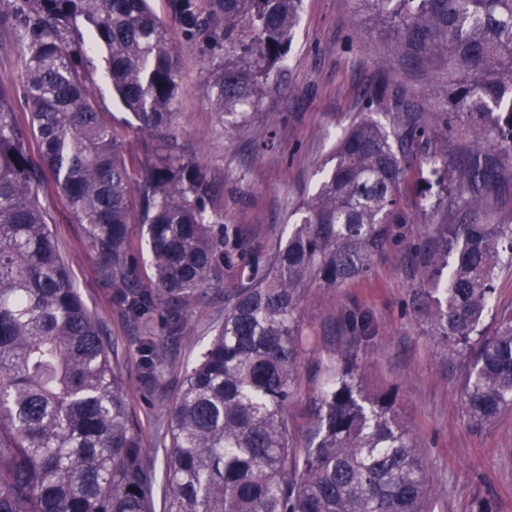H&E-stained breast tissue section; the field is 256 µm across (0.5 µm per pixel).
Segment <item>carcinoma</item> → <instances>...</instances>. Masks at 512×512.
Segmentation results:
<instances>
[{
	"mask_svg": "<svg viewBox=\"0 0 512 512\" xmlns=\"http://www.w3.org/2000/svg\"><path fill=\"white\" fill-rule=\"evenodd\" d=\"M25 3L21 14L0 8L20 47L24 100L20 110L0 92V512H154L156 470L128 390L62 262L40 190L52 182L84 225L112 297L141 329L148 385L164 365L153 325L175 343L189 338L188 314L224 268L229 239L207 208L208 165L177 149L178 58L147 0ZM355 4L408 62L447 71L452 117L473 134L444 185L461 218L428 225L408 254L423 279L412 308L430 324L447 374L468 361L462 398L479 430L512 411V319L490 336L481 329L499 261L512 260V223L479 220L512 151V0ZM171 6L189 39L232 55L211 62L204 96L224 122L245 126L285 62L300 0ZM79 19L106 49L121 105L149 134L134 152L97 110L70 36ZM425 137L408 107L391 132L368 116L353 122L285 244L248 285L224 290V321L167 409L164 512H435L433 478L396 395L368 392L353 367L328 366L302 447L288 426L307 293L362 276L397 240L401 183ZM137 163L146 283L129 234Z\"/></svg>",
	"mask_w": 512,
	"mask_h": 512,
	"instance_id": "carcinoma-1",
	"label": "carcinoma"
}]
</instances>
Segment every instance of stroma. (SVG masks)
Returning a JSON list of instances; mask_svg holds the SVG:
<instances>
[{
    "mask_svg": "<svg viewBox=\"0 0 512 512\" xmlns=\"http://www.w3.org/2000/svg\"><path fill=\"white\" fill-rule=\"evenodd\" d=\"M152 12L168 23L180 64V88L174 135L185 156L203 153L214 178L208 204L233 248L224 280L208 288L189 313L191 342L165 344L164 368L153 390H144L138 329L112 301V290L99 277V256L90 248L57 192H49L47 220L66 269L86 308L104 325L118 350V367L129 390L144 454L163 467L169 441L164 410L178 396L185 376L201 360L215 328L224 319V291L248 283L291 231L293 208L307 200L332 166L343 130L362 116L391 127L399 104L423 112L431 142L420 149L417 164L401 185L400 230L417 238L427 225L441 221L440 195L433 162H451L470 136L448 121V77L430 68L404 65L392 36L378 29L353 0H302L299 24L288 60L268 82L247 127L224 128V118L203 95L210 59L198 43L187 41L172 22L171 0H150ZM73 37L99 112L120 140L134 144L145 132L129 125V115L112 92L106 54L92 29L77 22ZM381 99L366 94L380 84ZM419 280L400 247L374 256L367 272L332 293H318L302 309L309 336L301 359L300 383L288 407L296 441L311 431L315 402L329 362L353 363L366 389L396 394L400 420L423 451L434 479L436 512H471L487 498L496 512H512V412L481 431H473L461 389L466 365L457 362L446 374L445 362L429 336L424 318L410 306ZM371 319L370 338L349 346L351 320Z\"/></svg>",
    "mask_w": 512,
    "mask_h": 512,
    "instance_id": "1",
    "label": "stroma"
}]
</instances>
